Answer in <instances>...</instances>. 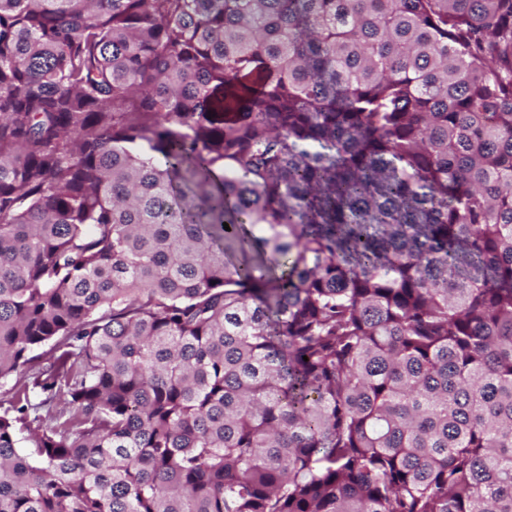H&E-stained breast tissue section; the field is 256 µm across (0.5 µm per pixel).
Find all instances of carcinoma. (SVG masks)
Returning a JSON list of instances; mask_svg holds the SVG:
<instances>
[{"label": "carcinoma", "mask_w": 512, "mask_h": 512, "mask_svg": "<svg viewBox=\"0 0 512 512\" xmlns=\"http://www.w3.org/2000/svg\"><path fill=\"white\" fill-rule=\"evenodd\" d=\"M9 379L0 512H512V0H0Z\"/></svg>", "instance_id": "carcinoma-1"}]
</instances>
